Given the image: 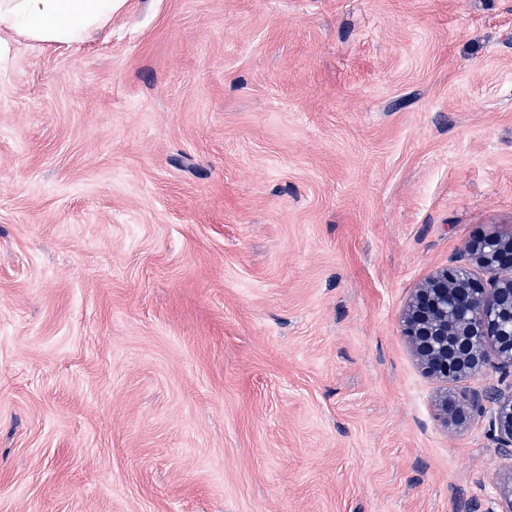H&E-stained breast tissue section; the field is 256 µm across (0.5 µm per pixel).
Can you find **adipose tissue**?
<instances>
[{"mask_svg": "<svg viewBox=\"0 0 512 512\" xmlns=\"http://www.w3.org/2000/svg\"><path fill=\"white\" fill-rule=\"evenodd\" d=\"M122 0H0V51L7 36L42 44L83 42L112 20Z\"/></svg>", "mask_w": 512, "mask_h": 512, "instance_id": "obj_1", "label": "adipose tissue"}]
</instances>
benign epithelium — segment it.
I'll list each match as a JSON object with an SVG mask.
<instances>
[{
	"instance_id": "7a95c632",
	"label": "benign epithelium",
	"mask_w": 512,
	"mask_h": 512,
	"mask_svg": "<svg viewBox=\"0 0 512 512\" xmlns=\"http://www.w3.org/2000/svg\"><path fill=\"white\" fill-rule=\"evenodd\" d=\"M483 273L474 278L473 269ZM402 332L423 370L445 384L493 378L482 391L441 401L453 431L474 415L487 421L497 447L512 457V234L469 240L408 305Z\"/></svg>"
}]
</instances>
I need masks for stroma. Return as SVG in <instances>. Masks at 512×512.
Wrapping results in <instances>:
<instances>
[{"label":"stroma","instance_id":"1","mask_svg":"<svg viewBox=\"0 0 512 512\" xmlns=\"http://www.w3.org/2000/svg\"><path fill=\"white\" fill-rule=\"evenodd\" d=\"M512 233V0H124L0 58V512H496L402 334Z\"/></svg>","mask_w":512,"mask_h":512}]
</instances>
